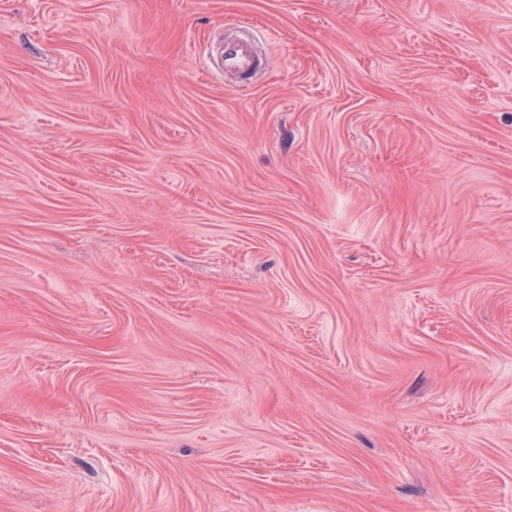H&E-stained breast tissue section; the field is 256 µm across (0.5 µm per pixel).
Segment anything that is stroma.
Instances as JSON below:
<instances>
[{"mask_svg": "<svg viewBox=\"0 0 512 512\" xmlns=\"http://www.w3.org/2000/svg\"><path fill=\"white\" fill-rule=\"evenodd\" d=\"M0 512H512V0H0ZM220 63L226 70L248 71L253 66V57L244 45H237L225 50L224 56L220 55Z\"/></svg>", "mask_w": 512, "mask_h": 512, "instance_id": "obj_1", "label": "stroma"}]
</instances>
